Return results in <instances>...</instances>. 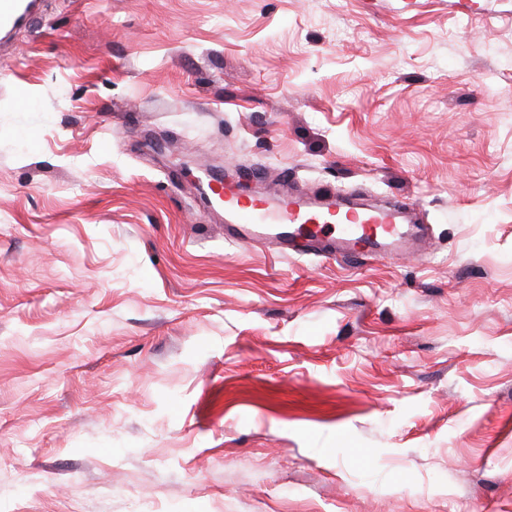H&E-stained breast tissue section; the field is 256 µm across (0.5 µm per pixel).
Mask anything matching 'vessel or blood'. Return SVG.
Here are the masks:
<instances>
[{
    "label": "vessel or blood",
    "instance_id": "vessel-or-blood-1",
    "mask_svg": "<svg viewBox=\"0 0 512 512\" xmlns=\"http://www.w3.org/2000/svg\"><path fill=\"white\" fill-rule=\"evenodd\" d=\"M37 0H0V33L10 34L33 15ZM226 236L250 244L273 238L278 251L304 256L317 254L331 259L360 250L382 254L410 251L425 234L420 224L410 223L402 206L379 210H330L303 198L280 201L278 211L263 203L244 200L235 193L223 199Z\"/></svg>",
    "mask_w": 512,
    "mask_h": 512
}]
</instances>
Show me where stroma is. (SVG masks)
Returning <instances> with one entry per match:
<instances>
[{
  "label": "stroma",
  "instance_id": "obj_1",
  "mask_svg": "<svg viewBox=\"0 0 512 512\" xmlns=\"http://www.w3.org/2000/svg\"><path fill=\"white\" fill-rule=\"evenodd\" d=\"M240 167L428 239L225 241ZM0 512H512V0H40L0 43Z\"/></svg>",
  "mask_w": 512,
  "mask_h": 512
}]
</instances>
